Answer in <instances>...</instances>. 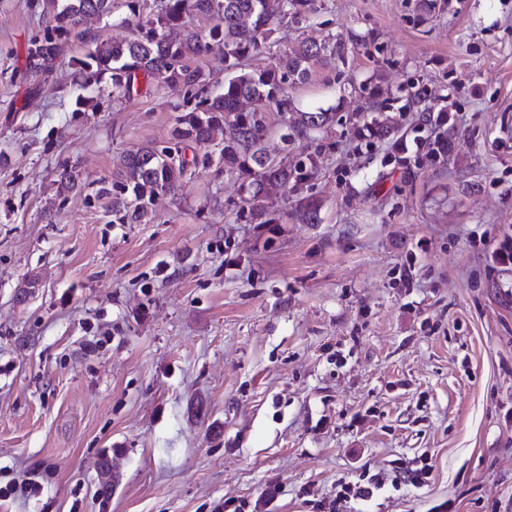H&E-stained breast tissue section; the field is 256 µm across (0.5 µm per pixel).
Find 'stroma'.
<instances>
[{"mask_svg":"<svg viewBox=\"0 0 512 512\" xmlns=\"http://www.w3.org/2000/svg\"><path fill=\"white\" fill-rule=\"evenodd\" d=\"M416 2L321 0L274 35L353 45L292 92L335 108L332 132L266 143L317 152V223L286 190L279 223H250L207 169L151 223L111 224L91 190L169 139L183 92L77 113L73 69L26 67L41 5L0 0V512H512V0ZM409 83L452 106L445 162L350 128Z\"/></svg>","mask_w":512,"mask_h":512,"instance_id":"35a3bbf8","label":"stroma"}]
</instances>
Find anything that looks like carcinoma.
<instances>
[{
	"label": "carcinoma",
	"instance_id": "obj_1",
	"mask_svg": "<svg viewBox=\"0 0 512 512\" xmlns=\"http://www.w3.org/2000/svg\"><path fill=\"white\" fill-rule=\"evenodd\" d=\"M115 0H46L47 25L43 35L27 48V68L49 74L66 59L68 43L78 38L87 49L69 58L83 87L91 96H77L75 111L100 109L104 96L131 99L143 89L162 86L184 87L187 98L178 107L170 140L165 146L144 144L122 152L119 170L112 182L100 183L92 191L96 200H107L114 224H148L163 202L195 174L196 169H224L242 180L249 219L259 224L279 223L281 213L267 201L272 188L293 192L316 169L311 153L293 160L277 159L266 152L265 141L272 131L268 116L276 111L293 112L290 91L305 80L310 67H336L346 63L349 48L343 37L329 35L318 41L304 39L285 57L246 71L245 60L270 49L273 35L287 19L298 23L318 10L317 0H158L156 9L146 11V0H122L125 13L114 16ZM192 15L214 20L206 31L194 28ZM112 19L135 34L121 41L102 37L94 24ZM215 45L224 53V70L234 73L220 83L211 72L186 64L190 58L207 55ZM421 113L422 123L433 126L425 139L427 157L438 161L448 154L445 114L448 104L429 106L411 93L392 95L375 102L369 111ZM336 124L329 110L294 112L277 130L287 143L327 134ZM363 139L384 138L394 128L367 116L352 122ZM192 157H187V151ZM56 195L63 197L79 186V174L65 166L55 181ZM297 212L306 224L318 222V205L299 201Z\"/></svg>",
	"mask_w": 512,
	"mask_h": 512
}]
</instances>
